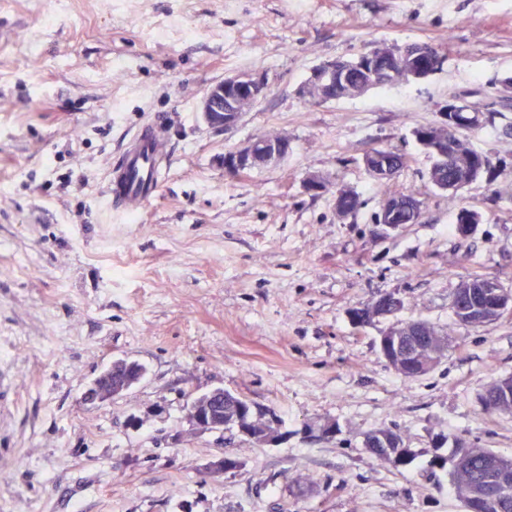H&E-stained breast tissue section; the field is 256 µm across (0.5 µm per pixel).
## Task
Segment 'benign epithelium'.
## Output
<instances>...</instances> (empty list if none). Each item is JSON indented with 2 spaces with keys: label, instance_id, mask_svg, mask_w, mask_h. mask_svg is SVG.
<instances>
[{
  "label": "benign epithelium",
  "instance_id": "7a95c632",
  "mask_svg": "<svg viewBox=\"0 0 512 512\" xmlns=\"http://www.w3.org/2000/svg\"><path fill=\"white\" fill-rule=\"evenodd\" d=\"M268 90L266 79L253 73H238L224 77L210 85L200 101V112L204 121L213 128L226 131L233 129L243 114L253 110ZM440 124L450 129L458 122V116L469 118L473 125L482 123L484 111L460 99H452L440 109ZM290 144L284 135L271 141L254 137L247 142L230 148L224 153V169H237L247 172L269 164L282 162L289 153ZM453 309L465 314L470 324L484 325L496 322L512 314V292L504 289L497 280L476 287L471 280L461 281L452 302ZM401 309L400 298L391 297L390 303L377 298L372 303L360 307L362 321L372 324L379 319L394 317ZM379 342L386 362L393 369L415 361L416 372L423 376L436 367L441 356L447 354L448 344L440 342L422 332L420 326L412 322L395 320L380 336ZM132 370L133 374L120 377L108 384L95 378L81 393L83 404L95 406L129 391L145 375V368L136 361L117 359L112 361L104 373H120ZM493 401L482 398L487 411L512 413V376L494 380L489 385ZM224 389L215 388L203 394L202 400L189 406L187 420L197 433L224 432ZM491 487L477 484L466 490L469 512H484V502L490 499Z\"/></svg>",
  "mask_w": 512,
  "mask_h": 512
}]
</instances>
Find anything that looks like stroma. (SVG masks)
Returning a JSON list of instances; mask_svg holds the SVG:
<instances>
[{
    "label": "stroma",
    "instance_id": "stroma-1",
    "mask_svg": "<svg viewBox=\"0 0 512 512\" xmlns=\"http://www.w3.org/2000/svg\"><path fill=\"white\" fill-rule=\"evenodd\" d=\"M424 41L446 56L427 80L307 104L326 61ZM264 75L270 91L231 131L208 126L204 91ZM512 0H0V512H465L427 462L453 434L512 458V415L480 397L512 374V320L456 327L446 357L407 382L378 348L387 320L347 311L396 293L398 318L439 326L473 273L512 288V176L451 196L429 182L413 128L456 96L493 111L471 142L511 156ZM169 118L156 196L129 222L104 197L111 164L153 114ZM276 131V166L224 174V154ZM404 153L396 181L422 217L380 234L362 156ZM357 191V216L303 188L310 173ZM483 219L461 238L460 208ZM145 377L97 406L83 389L113 360ZM221 388L274 408L287 440L258 447L194 433L193 397ZM138 416V428L127 426ZM333 419L332 441L303 439ZM398 427L407 467L361 434ZM227 455L237 470L203 469Z\"/></svg>",
    "mask_w": 512,
    "mask_h": 512
}]
</instances>
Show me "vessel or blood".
Masks as SVG:
<instances>
[{
  "label": "vessel or blood",
  "instance_id": "b4317fda",
  "mask_svg": "<svg viewBox=\"0 0 512 512\" xmlns=\"http://www.w3.org/2000/svg\"><path fill=\"white\" fill-rule=\"evenodd\" d=\"M168 118L153 115L131 136L109 170L105 198L113 214L123 217L140 212L156 194L160 161L168 149Z\"/></svg>",
  "mask_w": 512,
  "mask_h": 512
}]
</instances>
